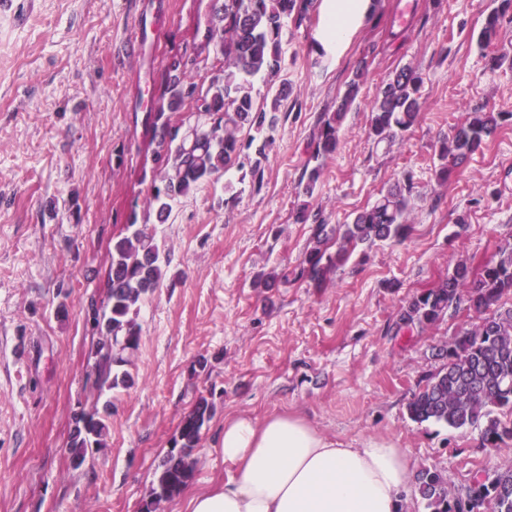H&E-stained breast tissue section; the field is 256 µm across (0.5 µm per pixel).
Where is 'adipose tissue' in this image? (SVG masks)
<instances>
[{
	"label": "adipose tissue",
	"mask_w": 512,
	"mask_h": 512,
	"mask_svg": "<svg viewBox=\"0 0 512 512\" xmlns=\"http://www.w3.org/2000/svg\"><path fill=\"white\" fill-rule=\"evenodd\" d=\"M370 11L371 0H321L323 51L340 56ZM219 449L233 474L188 494L186 512H398L413 480L391 440H335L295 413L225 419Z\"/></svg>",
	"instance_id": "adipose-tissue-1"
}]
</instances>
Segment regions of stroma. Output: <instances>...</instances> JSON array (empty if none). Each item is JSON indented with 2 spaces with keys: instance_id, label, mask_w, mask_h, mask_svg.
Here are the masks:
<instances>
[{
  "instance_id": "obj_1",
  "label": "stroma",
  "mask_w": 512,
  "mask_h": 512,
  "mask_svg": "<svg viewBox=\"0 0 512 512\" xmlns=\"http://www.w3.org/2000/svg\"><path fill=\"white\" fill-rule=\"evenodd\" d=\"M12 4L0 12V512H139L202 395L216 410L191 491L232 474L218 445L225 419L242 414L294 412L334 439L393 440L415 469L440 471L459 493L475 472L512 468V453L481 447L478 429L407 414L418 382L442 366L438 348L478 314L461 305L433 326L392 333L406 301L458 262L480 273L512 242V124L448 182L434 177L455 124L480 108L512 113V66L490 68L471 38L494 0H378L337 58L317 50L319 12L284 29L290 95L262 178L230 169L152 225L166 275L138 311L136 383L105 400L93 313L105 306L112 237L153 181L145 119L164 68L176 54H209L194 39L208 0ZM152 24L162 39L131 53L137 27ZM408 63L423 77L426 110L403 139L375 144L370 104ZM358 70V104L306 198L298 182L313 133ZM393 184L409 192L408 236L354 251L325 287L301 278L316 223H347ZM303 206L309 219L299 223ZM270 271L275 286L255 287ZM107 401L105 447L73 465V414Z\"/></svg>"
}]
</instances>
